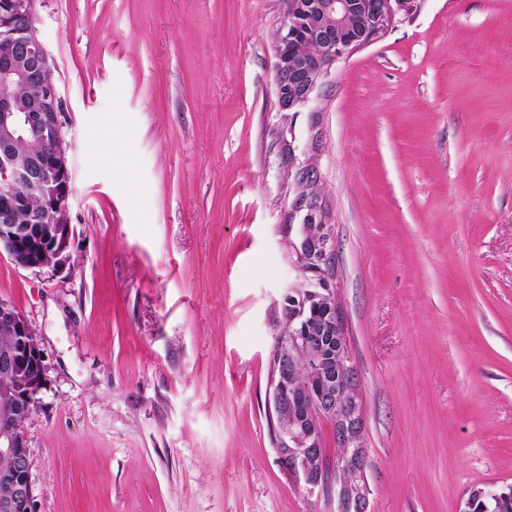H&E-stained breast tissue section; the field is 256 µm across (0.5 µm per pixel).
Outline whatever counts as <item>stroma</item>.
Masks as SVG:
<instances>
[{"mask_svg": "<svg viewBox=\"0 0 512 512\" xmlns=\"http://www.w3.org/2000/svg\"><path fill=\"white\" fill-rule=\"evenodd\" d=\"M412 5L288 111L281 0H36L73 176L60 264L0 252L44 356L37 512H337L266 418L276 301L316 283L293 249L307 165L371 512L512 487V0Z\"/></svg>", "mask_w": 512, "mask_h": 512, "instance_id": "35a3bbf8", "label": "stroma"}]
</instances>
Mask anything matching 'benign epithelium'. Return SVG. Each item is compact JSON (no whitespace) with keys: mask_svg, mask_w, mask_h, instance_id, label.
Masks as SVG:
<instances>
[{"mask_svg":"<svg viewBox=\"0 0 512 512\" xmlns=\"http://www.w3.org/2000/svg\"><path fill=\"white\" fill-rule=\"evenodd\" d=\"M282 2L274 87L284 110L309 104L338 61L383 37L410 4V0ZM33 20L34 0H0V250L28 269L60 262L70 237L67 215L73 195L55 65L33 33ZM302 25L310 30L316 50L292 47ZM355 25V35L342 37ZM16 83L31 90L24 104L10 95L9 87ZM29 137L49 148L19 155L15 143ZM317 179L318 171L309 166L295 174L301 189L295 212H304L308 230L294 250L302 268L317 274L318 287H289L280 294L288 339L278 342L272 352L269 416L278 458L309 497L323 493L322 437L324 424H329L338 448L336 469L345 473L336 490L339 512H370L357 374L336 303V239L313 193ZM35 196L40 199L38 208L31 206ZM21 212L27 213L23 224L17 223ZM311 305L321 310L320 320H308ZM1 326L10 331V341L0 347V375L12 379L13 390L9 401L0 402V484L9 488V494L0 498V512H36L23 427L44 386V360L29 321L3 301ZM301 374L308 375L309 384L295 383Z\"/></svg>","mask_w":512,"mask_h":512,"instance_id":"1","label":"benign epithelium"}]
</instances>
